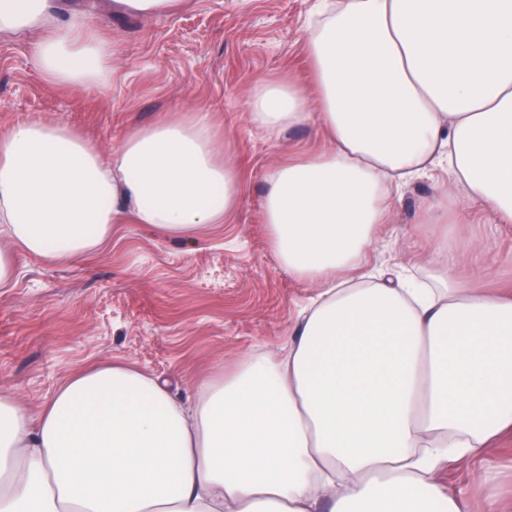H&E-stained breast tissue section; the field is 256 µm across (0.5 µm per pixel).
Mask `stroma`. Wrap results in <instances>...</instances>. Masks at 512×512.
<instances>
[{
  "instance_id": "1",
  "label": "stroma",
  "mask_w": 512,
  "mask_h": 512,
  "mask_svg": "<svg viewBox=\"0 0 512 512\" xmlns=\"http://www.w3.org/2000/svg\"><path fill=\"white\" fill-rule=\"evenodd\" d=\"M315 3L184 0L175 12L146 18L98 12L94 22L119 43L120 60L105 85L77 91L43 81L30 40L0 38V126L28 117L62 122L106 154L130 129L203 104L242 174L236 210L199 229L193 250L128 222L102 250L66 265L17 252L16 281L0 289L1 389L34 408L99 360L133 364L181 395L218 368L293 336L319 289L277 260L264 224L266 178L327 141L313 124L269 139L250 123L247 100L259 77L309 83L305 36ZM442 194L456 238L512 252V227L492 228L489 213L439 169L392 195L393 220L370 256L372 268H400L426 248L420 217ZM490 460L502 470V508L512 512V436L488 460L458 464L440 478L481 497Z\"/></svg>"
}]
</instances>
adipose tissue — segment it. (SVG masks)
I'll use <instances>...</instances> for the list:
<instances>
[{
  "label": "adipose tissue",
  "instance_id": "adipose-tissue-1",
  "mask_svg": "<svg viewBox=\"0 0 512 512\" xmlns=\"http://www.w3.org/2000/svg\"><path fill=\"white\" fill-rule=\"evenodd\" d=\"M57 0H0V35L38 32L37 71L106 82L117 43ZM313 87L257 79L252 125L314 122L327 150L267 178L280 265L320 286L294 336L186 397L95 362L38 409L0 391V512H474L440 471L512 435V289L460 281L487 245L440 235L421 279L374 273L388 183L444 166L512 224V0H328L306 31ZM241 182L204 108L130 130L102 154L68 125L0 129V288L14 248L90 255L131 220L196 243Z\"/></svg>",
  "mask_w": 512,
  "mask_h": 512
}]
</instances>
